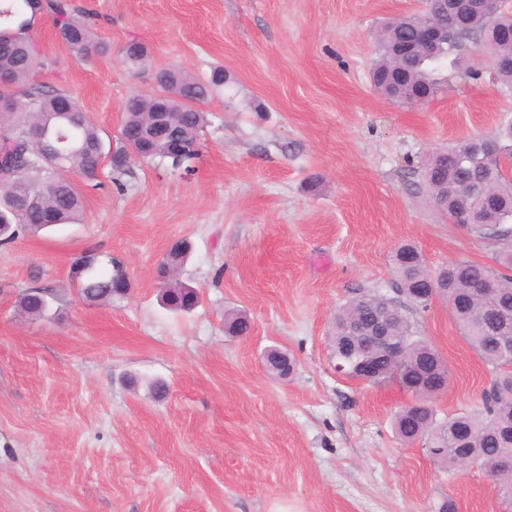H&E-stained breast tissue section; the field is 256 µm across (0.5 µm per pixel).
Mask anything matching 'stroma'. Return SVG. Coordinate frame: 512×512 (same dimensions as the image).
I'll list each match as a JSON object with an SVG mask.
<instances>
[{
    "mask_svg": "<svg viewBox=\"0 0 512 512\" xmlns=\"http://www.w3.org/2000/svg\"><path fill=\"white\" fill-rule=\"evenodd\" d=\"M72 2L109 50L78 61L40 15L41 74L106 146L160 70L227 81L204 107L191 172L132 159L119 182L85 189L81 223L0 247V512H438L447 499L512 512L485 471H441L402 442L394 417L413 395L337 373L328 340L351 297L396 296L400 244L434 270L492 264V246L433 204L421 168L512 120V86L470 45L426 104L377 95V35L421 0ZM133 40L147 50L137 65L123 54ZM180 240L181 279L201 297L189 313L162 304L155 275ZM93 247L128 272L109 304L84 302L69 277ZM30 287L59 293L48 317L18 312ZM400 304L448 366L429 401L438 419L473 410L491 373L446 302ZM230 314L247 333H226ZM270 348L294 359L291 377L266 369Z\"/></svg>",
    "mask_w": 512,
    "mask_h": 512,
    "instance_id": "stroma-1",
    "label": "stroma"
}]
</instances>
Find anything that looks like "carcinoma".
I'll use <instances>...</instances> for the list:
<instances>
[{
    "label": "carcinoma",
    "instance_id": "obj_1",
    "mask_svg": "<svg viewBox=\"0 0 512 512\" xmlns=\"http://www.w3.org/2000/svg\"><path fill=\"white\" fill-rule=\"evenodd\" d=\"M488 11L469 14L476 18L469 29L458 26L456 18L437 11L436 0H423V11L389 22L378 34L379 59L373 67L372 82L384 98L400 103L425 101L438 90L434 73L445 61L457 60L471 42L488 59L494 78L512 84V11L503 0H487ZM48 11L61 40L79 60L108 51V45L86 20V12L69 0H7L0 5V245L12 243L19 233L37 234L58 224L81 221L84 195L68 175L76 169L84 186H100L99 148L105 146L92 117L79 109L53 125L76 145L79 153L66 160L48 153V140L36 136L39 125L56 111L57 89L35 77L36 44L31 37L37 14ZM437 23L443 29L440 42L417 52L397 55L398 48L416 44L422 27ZM224 81L213 73L206 83L177 68L157 74L159 90L151 95L134 93L123 106L121 137L117 149L122 159L111 171L123 173L130 159L127 151L140 158L174 170L190 169L198 156L191 149L200 142L206 122L201 106L211 86ZM485 136L470 138L439 151L423 164V179L433 203L455 224H465L478 239L495 241L493 260L488 266L467 260L451 262L433 271L421 252L411 244L399 246L391 261L396 289L418 307L433 300L432 289L454 296L461 307L453 319L469 346L481 360L495 369L488 390L481 395L478 411L438 421L434 410L421 400L433 389H445L448 367L439 353L421 336L401 307L389 306L393 323L392 343L401 346L395 360L387 348L372 343L368 336L374 316L385 304L381 295H359L336 312L329 336L335 362L355 376L369 357L379 363L371 384L396 382L420 398L395 417V430L406 442L421 441L428 456L444 471L466 467L485 470L497 483L503 499L512 506V467H502L498 457L512 448V371L502 369V346H512V176L498 163L484 156ZM189 246L179 241L165 254L163 265L181 268ZM117 261L103 260L90 250L71 266V281L90 303H110L121 297L114 287ZM164 304L173 311L188 313L199 304V292L178 282L163 281ZM56 294L44 288H29L18 295L17 304L26 316L37 319L51 309Z\"/></svg>",
    "mask_w": 512,
    "mask_h": 512
}]
</instances>
